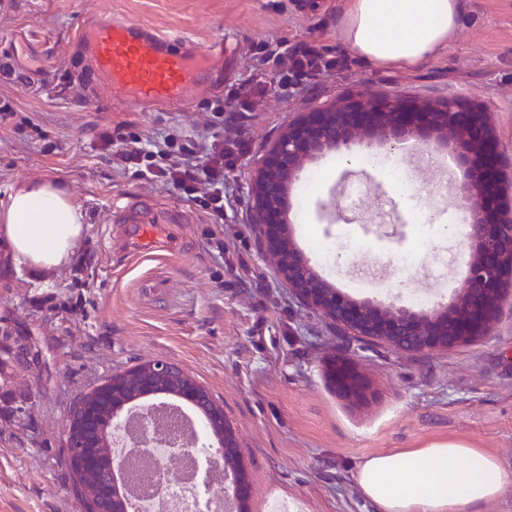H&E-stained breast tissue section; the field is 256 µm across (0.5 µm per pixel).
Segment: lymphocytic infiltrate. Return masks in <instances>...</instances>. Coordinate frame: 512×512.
<instances>
[{
    "instance_id": "f902f5d3",
    "label": "lymphocytic infiltrate",
    "mask_w": 512,
    "mask_h": 512,
    "mask_svg": "<svg viewBox=\"0 0 512 512\" xmlns=\"http://www.w3.org/2000/svg\"><path fill=\"white\" fill-rule=\"evenodd\" d=\"M269 62L274 65L275 83L284 92L335 65L334 60L307 45L290 50L259 45L257 66ZM265 93L262 83L250 79L207 101L212 127L191 137L169 134L151 143L128 127L118 126L102 128L97 139L102 149L112 151L118 169L132 172L147 183H162L203 212L211 223L220 224L224 221V171L234 165L237 144L224 141L213 128L223 124L225 113L256 111Z\"/></svg>"
}]
</instances>
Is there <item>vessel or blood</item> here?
Listing matches in <instances>:
<instances>
[{
    "label": "vessel or blood",
    "mask_w": 512,
    "mask_h": 512,
    "mask_svg": "<svg viewBox=\"0 0 512 512\" xmlns=\"http://www.w3.org/2000/svg\"><path fill=\"white\" fill-rule=\"evenodd\" d=\"M78 40L113 101L135 112L158 106L187 109L210 65L224 57L223 39L202 46L126 19L81 26ZM109 221L119 225L124 250L134 258L169 254L167 231L183 217L177 210L122 196L111 203Z\"/></svg>",
    "instance_id": "obj_1"
}]
</instances>
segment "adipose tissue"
<instances>
[{
  "instance_id": "1",
  "label": "adipose tissue",
  "mask_w": 512,
  "mask_h": 512,
  "mask_svg": "<svg viewBox=\"0 0 512 512\" xmlns=\"http://www.w3.org/2000/svg\"><path fill=\"white\" fill-rule=\"evenodd\" d=\"M462 11V0H341L338 35L363 66L413 70L447 50ZM84 234L79 208L50 181L18 187L0 215V238L35 271L64 269ZM507 478L496 456L457 441L374 454L355 474L377 512H478Z\"/></svg>"
}]
</instances>
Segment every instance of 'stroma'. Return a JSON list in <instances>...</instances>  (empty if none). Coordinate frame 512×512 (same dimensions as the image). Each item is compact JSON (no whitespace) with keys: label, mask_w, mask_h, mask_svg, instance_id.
Returning <instances> with one entry per match:
<instances>
[{"label":"stroma","mask_w":512,"mask_h":512,"mask_svg":"<svg viewBox=\"0 0 512 512\" xmlns=\"http://www.w3.org/2000/svg\"><path fill=\"white\" fill-rule=\"evenodd\" d=\"M0 0V213L19 183L50 180L79 207L86 236L82 263L43 277L0 247V329L34 346L0 364V512H85L64 452L69 410L101 378L162 361L204 385L239 436L253 486L250 512L271 497L292 512H375L356 486L365 457L461 441L499 458L508 478L480 512H512V295L490 336L445 351L411 353L385 345L360 351L336 324L305 306L280 281L254 230L249 181L257 160L288 120L357 91L438 103L457 97L482 106L496 128L512 175V0H464L465 14L447 52L417 71L373 70L341 43L339 0ZM126 17L198 43H225L224 88L252 77L267 85L260 111L225 115L220 133L242 144L224 172V223L160 184L115 168L99 147L106 126L131 127L143 139L192 135L211 117L212 86L185 111L125 112L111 107L76 38L81 24ZM307 44L337 62L282 92L271 73L249 63L259 43ZM370 150L354 143L313 160L315 193L294 190L286 215L294 242L315 271L358 301L448 303L465 272L462 234L432 237L417 220L451 224L456 170L438 155L403 167L424 188L408 202L382 173L364 166ZM368 184L358 206L347 182ZM124 195L181 212L182 248L174 261L135 263L108 250L117 234L109 204ZM332 242L323 257L313 240ZM419 257L408 268L399 257ZM385 255L380 264L376 255ZM355 355L373 396L355 405L326 379L327 363Z\"/></svg>","instance_id":"obj_1"}]
</instances>
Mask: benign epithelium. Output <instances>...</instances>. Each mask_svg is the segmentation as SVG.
Instances as JSON below:
<instances>
[{
  "label": "benign epithelium",
  "mask_w": 512,
  "mask_h": 512,
  "mask_svg": "<svg viewBox=\"0 0 512 512\" xmlns=\"http://www.w3.org/2000/svg\"><path fill=\"white\" fill-rule=\"evenodd\" d=\"M409 139L447 154L465 173L455 182L454 197L467 228V274L452 301L419 312L354 300L331 288L307 254L286 238L284 219L286 181L295 179L306 162L354 141L392 153ZM251 192L263 250L283 283L302 303L337 322L358 341L433 352L490 336L512 283V203L498 140L484 109L457 99L431 104L367 92L318 106L288 122L255 167ZM329 373L336 391L347 400L371 399V385L353 358L331 359ZM238 447L236 431L225 427L228 498L242 507L252 488L231 470L239 466Z\"/></svg>",
  "instance_id": "1"
}]
</instances>
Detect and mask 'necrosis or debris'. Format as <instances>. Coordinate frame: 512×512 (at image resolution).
<instances>
[{
  "mask_svg": "<svg viewBox=\"0 0 512 512\" xmlns=\"http://www.w3.org/2000/svg\"><path fill=\"white\" fill-rule=\"evenodd\" d=\"M149 451L128 454L126 477L141 512H233L203 423L189 411L156 415Z\"/></svg>",
  "mask_w": 512,
  "mask_h": 512,
  "instance_id": "4bbe7bcc",
  "label": "necrosis or debris"
}]
</instances>
